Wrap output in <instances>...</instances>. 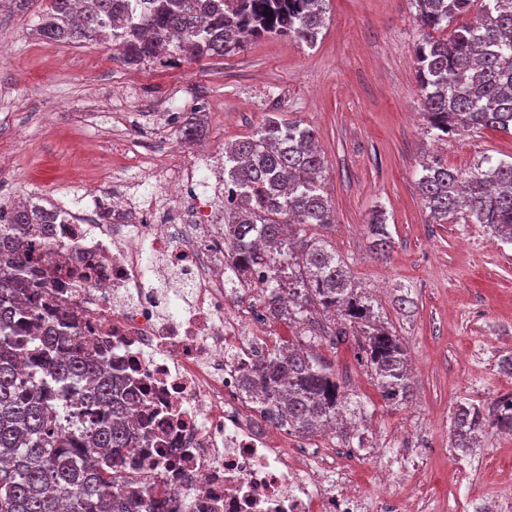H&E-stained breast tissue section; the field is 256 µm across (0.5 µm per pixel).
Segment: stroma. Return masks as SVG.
<instances>
[{
    "mask_svg": "<svg viewBox=\"0 0 512 512\" xmlns=\"http://www.w3.org/2000/svg\"><path fill=\"white\" fill-rule=\"evenodd\" d=\"M49 0L24 16L0 5V204L25 196L67 203L74 186L125 184L130 199L155 192L138 166L163 170L191 160L177 139V116L205 107L203 140L220 158L225 144L251 133L275 112L312 128L325 158L335 222L325 235L376 312L411 352L419 369L413 395L385 403L355 341L335 345V324L270 318V341H302L328 362L362 404L364 435L387 448L417 442L400 459L385 493L411 501L414 512H464L473 496L512 500V436L489 434L469 451L465 469L451 446L457 403L491 408L512 396V244L480 224L432 223L419 195L423 161L452 169L483 156L512 158V134L494 129L435 139L421 114L414 45L421 31L413 0H330L329 20L315 47L285 37L252 41L244 51L192 61L170 55L124 64L101 45L50 43L36 31ZM382 211L392 241L373 250L367 223ZM413 303L399 309L396 299ZM352 472L356 490L377 488L380 456L349 455L337 439L319 443Z\"/></svg>",
    "mask_w": 512,
    "mask_h": 512,
    "instance_id": "stroma-1",
    "label": "stroma"
}]
</instances>
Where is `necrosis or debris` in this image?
<instances>
[{
    "label": "necrosis or debris",
    "mask_w": 512,
    "mask_h": 512,
    "mask_svg": "<svg viewBox=\"0 0 512 512\" xmlns=\"http://www.w3.org/2000/svg\"><path fill=\"white\" fill-rule=\"evenodd\" d=\"M194 170L159 176L136 221L76 223L59 207L53 225L58 272L46 290L78 311L81 336L139 385L136 422L160 445L138 449L145 489L161 488L168 512H373L376 496L352 491L311 453L289 457L269 442L263 409L245 376L267 340L231 306L224 259V190L177 207ZM152 252L158 266L143 260ZM187 286L185 306L165 311L157 276Z\"/></svg>",
    "instance_id": "necrosis-or-debris-1"
}]
</instances>
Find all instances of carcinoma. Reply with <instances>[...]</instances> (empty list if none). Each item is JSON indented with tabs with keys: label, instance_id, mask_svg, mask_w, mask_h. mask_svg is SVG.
<instances>
[{
	"label": "carcinoma",
	"instance_id": "1",
	"mask_svg": "<svg viewBox=\"0 0 512 512\" xmlns=\"http://www.w3.org/2000/svg\"><path fill=\"white\" fill-rule=\"evenodd\" d=\"M480 2L474 9V2ZM50 0L39 15L46 41L105 44L128 65L172 53L194 60L244 50L280 36L313 46L326 27L330 0ZM423 30L416 72L428 129L448 137L478 129L512 130V0H415ZM449 35H444V32ZM197 112H186L181 140L200 137ZM313 129L268 117L224 148L226 259L242 274L267 272L259 285L270 316L290 322L318 313L334 318L333 344L356 341L367 371L391 405L413 393L407 350L359 291L344 260L319 230L334 223L324 190L325 160ZM418 188L433 223L461 218L512 243V161L488 155L471 170L421 164ZM44 202L0 206V512H161L143 497V464L134 449L148 434L130 425L138 397L132 379L83 346L77 312L61 303L49 320L32 303L43 296L52 261L42 239L56 216ZM373 246L390 247L386 226L368 224ZM249 389L270 425L312 436L350 406L336 374L293 342L255 355ZM459 403L452 448L477 435H512V414Z\"/></svg>",
	"mask_w": 512,
	"mask_h": 512
}]
</instances>
